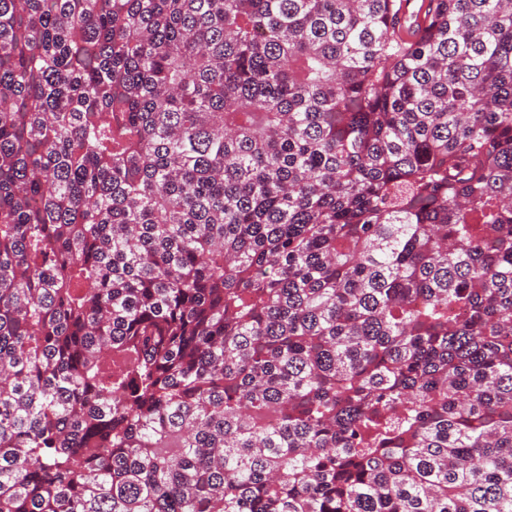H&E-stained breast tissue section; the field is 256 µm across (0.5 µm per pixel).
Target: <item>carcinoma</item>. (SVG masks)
Returning <instances> with one entry per match:
<instances>
[{"label":"carcinoma","instance_id":"cac0c4a2","mask_svg":"<svg viewBox=\"0 0 512 512\" xmlns=\"http://www.w3.org/2000/svg\"><path fill=\"white\" fill-rule=\"evenodd\" d=\"M401 2L0 0V512H512V0Z\"/></svg>","mask_w":512,"mask_h":512}]
</instances>
